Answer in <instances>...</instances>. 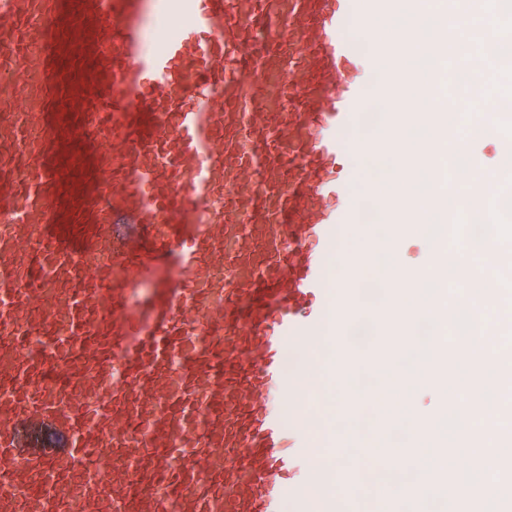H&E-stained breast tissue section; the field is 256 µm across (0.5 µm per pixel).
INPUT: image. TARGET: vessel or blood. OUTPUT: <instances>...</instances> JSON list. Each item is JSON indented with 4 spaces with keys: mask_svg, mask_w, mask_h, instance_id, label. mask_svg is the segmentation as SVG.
<instances>
[{
    "mask_svg": "<svg viewBox=\"0 0 512 512\" xmlns=\"http://www.w3.org/2000/svg\"><path fill=\"white\" fill-rule=\"evenodd\" d=\"M160 2L0 0V512H68L74 476L78 512H311L283 352L356 360L361 262L327 256L395 207L342 157L435 86L397 99L354 31L396 0H173L151 52Z\"/></svg>",
    "mask_w": 512,
    "mask_h": 512,
    "instance_id": "1",
    "label": "vessel or blood"
}]
</instances>
